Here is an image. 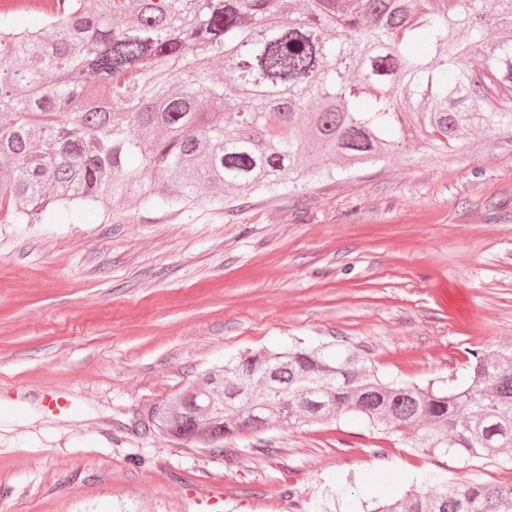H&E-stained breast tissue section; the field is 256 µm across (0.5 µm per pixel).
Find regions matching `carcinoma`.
Segmentation results:
<instances>
[{
	"instance_id": "obj_1",
	"label": "carcinoma",
	"mask_w": 512,
	"mask_h": 512,
	"mask_svg": "<svg viewBox=\"0 0 512 512\" xmlns=\"http://www.w3.org/2000/svg\"><path fill=\"white\" fill-rule=\"evenodd\" d=\"M25 9L0 8V215L13 224L127 202L222 209L234 192L333 176L317 153L354 165L419 137L512 130V36L488 38L512 27V0H64L18 30ZM471 356L442 393L384 383L351 350L256 353L148 421L222 448L355 415L432 455L512 464V354ZM363 512H512V484L436 477Z\"/></svg>"
}]
</instances>
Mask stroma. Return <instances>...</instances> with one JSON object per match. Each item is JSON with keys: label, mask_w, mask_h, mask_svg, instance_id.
Wrapping results in <instances>:
<instances>
[{"label": "stroma", "mask_w": 512, "mask_h": 512, "mask_svg": "<svg viewBox=\"0 0 512 512\" xmlns=\"http://www.w3.org/2000/svg\"><path fill=\"white\" fill-rule=\"evenodd\" d=\"M360 352L446 389L512 350V132L427 141L223 209L125 207L0 223V512H336L430 475L512 484L356 417L273 425L223 452L145 429L228 360ZM71 400L68 417L44 406Z\"/></svg>", "instance_id": "1"}]
</instances>
